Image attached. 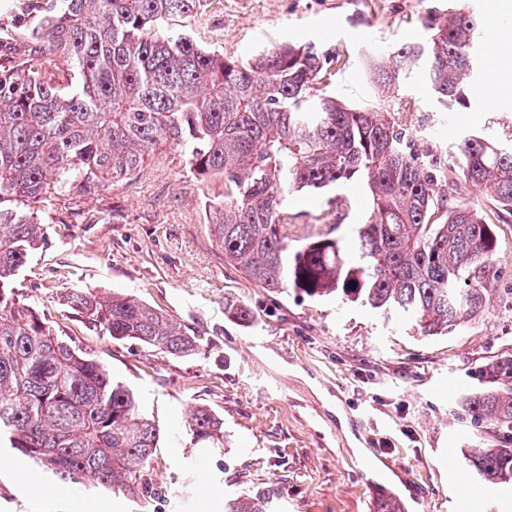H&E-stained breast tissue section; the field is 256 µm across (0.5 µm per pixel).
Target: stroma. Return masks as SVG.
<instances>
[{
  "mask_svg": "<svg viewBox=\"0 0 512 512\" xmlns=\"http://www.w3.org/2000/svg\"><path fill=\"white\" fill-rule=\"evenodd\" d=\"M504 0H200L192 16L158 28L189 35L235 59L291 42L338 57L322 94L353 108L379 105L366 61L379 50L419 41L430 9L466 6L494 44H512ZM492 73L478 75L468 107H444L422 71L404 76L394 99L415 101L402 121L421 152L444 165L453 192L475 199L500 240L480 318L423 337L357 302L275 294L224 264L211 231L224 180H199L179 153L147 158L141 178L79 198L47 202L48 238L14 279L17 297L73 345L134 389L160 430L149 474L163 492L130 499L87 480L62 481L9 445H0V512H224V502L261 484L279 487L277 512H375L378 493L406 512H512V483L487 493L456 460L457 449L494 444L470 420L467 398L487 388L480 372L512 356V216L477 195L452 151L464 135L512 126V94L490 102ZM351 210L333 221L323 196L289 194L298 243L329 234L350 240L369 210L368 189L338 186ZM88 288L132 296L192 329L196 353L178 357L116 340L81 322L65 295ZM246 306L252 322L224 313ZM205 406L224 419L220 448L194 442L186 420ZM17 462V472L6 470ZM39 480L37 493L26 477Z\"/></svg>",
  "mask_w": 512,
  "mask_h": 512,
  "instance_id": "1",
  "label": "stroma"
}]
</instances>
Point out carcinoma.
Wrapping results in <instances>:
<instances>
[{"label": "carcinoma", "instance_id": "cac0c4a2", "mask_svg": "<svg viewBox=\"0 0 512 512\" xmlns=\"http://www.w3.org/2000/svg\"><path fill=\"white\" fill-rule=\"evenodd\" d=\"M199 0H21L33 23L0 41V438L61 479H87L126 497L153 491L146 478L160 433L136 393L76 349L27 304L13 279L45 240L39 206L140 176L171 147L201 177H224L213 222L224 262L273 292L341 295L401 316L420 336L446 335L479 317L498 249L493 227L448 191L439 162L420 156L399 121L415 102L353 109L316 94L339 57L279 43L247 61L164 35L157 21L196 13ZM426 39L368 64L389 88L426 71L443 103L469 104L480 16L431 11ZM462 175L512 216V132L457 143ZM366 181L370 209L354 238L323 236L288 258L290 192ZM75 315L114 339L175 356L197 339L159 310L88 289L65 296ZM497 383L466 400L470 419L501 435L457 460L488 485L512 481V357L483 370ZM196 442L224 447V419L198 407L186 420ZM279 491L261 486L224 512H274ZM376 512H405L381 494Z\"/></svg>", "mask_w": 512, "mask_h": 512}]
</instances>
